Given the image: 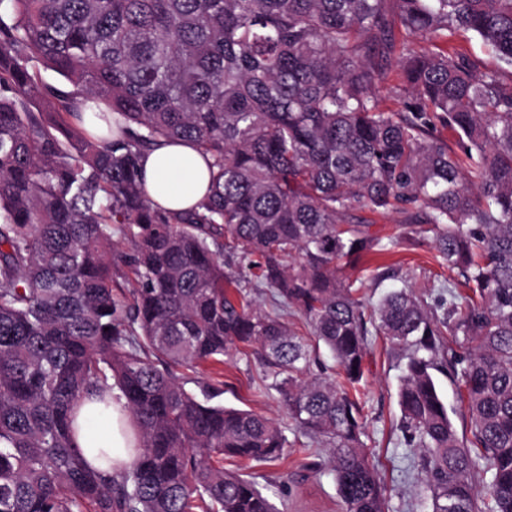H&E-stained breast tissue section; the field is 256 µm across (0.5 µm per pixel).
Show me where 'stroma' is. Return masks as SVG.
<instances>
[{"label": "stroma", "instance_id": "35a3bbf8", "mask_svg": "<svg viewBox=\"0 0 512 512\" xmlns=\"http://www.w3.org/2000/svg\"><path fill=\"white\" fill-rule=\"evenodd\" d=\"M370 231L389 240L387 252L369 256L362 273L360 295L375 304L387 291L408 286L424 300L440 295L441 281L452 274L442 267L432 240L407 214L390 212L371 218ZM369 352L360 386L367 437L365 442L378 464L388 512H427L422 476L416 467L417 451L410 448L401 430L398 391L404 363L403 350L386 336L370 332ZM227 406L248 409L279 423L288 439L287 456L271 464L232 463V470L255 477L260 490L277 512H342L333 474L325 455L311 454L308 440L288 421L279 395L263 387V370L255 362L236 357L223 365Z\"/></svg>", "mask_w": 512, "mask_h": 512}]
</instances>
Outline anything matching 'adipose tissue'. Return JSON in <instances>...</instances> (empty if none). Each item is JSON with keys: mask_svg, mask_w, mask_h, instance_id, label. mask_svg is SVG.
<instances>
[{"mask_svg": "<svg viewBox=\"0 0 512 512\" xmlns=\"http://www.w3.org/2000/svg\"><path fill=\"white\" fill-rule=\"evenodd\" d=\"M141 169L146 191L169 211L192 208L208 190L207 161L186 145L164 143L145 152Z\"/></svg>", "mask_w": 512, "mask_h": 512, "instance_id": "ef3b65f1", "label": "adipose tissue"}]
</instances>
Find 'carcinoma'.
<instances>
[{
	"instance_id": "cac0c4a2",
	"label": "carcinoma",
	"mask_w": 512,
	"mask_h": 512,
	"mask_svg": "<svg viewBox=\"0 0 512 512\" xmlns=\"http://www.w3.org/2000/svg\"><path fill=\"white\" fill-rule=\"evenodd\" d=\"M472 38L497 67L477 70ZM390 77L395 109L375 93ZM88 96L112 137L84 128ZM163 141L208 156L188 211L141 182ZM395 210L462 277L440 315L405 287L371 308L405 350L401 428L424 492L432 512H512V0H0V512H274L224 460L274 463L284 431L215 401L222 381L199 397L174 374L237 356L326 449L343 512H386L355 394L363 280L341 272L387 249L362 213ZM447 353L469 437L435 378ZM115 391L136 455L95 468L76 418ZM85 422L112 430L104 411ZM128 251V245L124 242H118L114 248L112 256V273L114 281L121 288L122 293L128 294V289L131 288V275L128 269L121 261V255Z\"/></svg>"
}]
</instances>
